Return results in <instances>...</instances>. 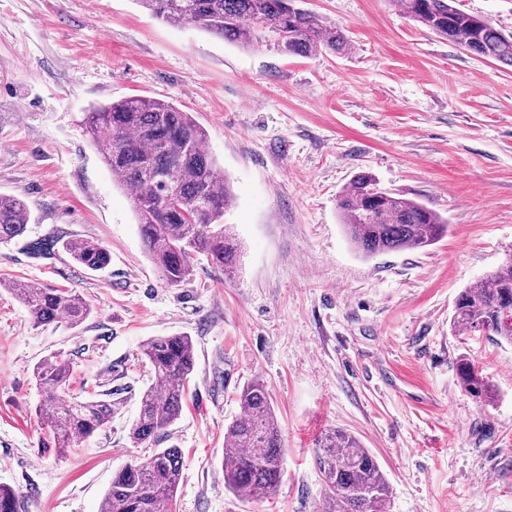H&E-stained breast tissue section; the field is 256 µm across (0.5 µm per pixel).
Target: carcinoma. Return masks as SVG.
<instances>
[{
	"label": "carcinoma",
	"mask_w": 512,
	"mask_h": 512,
	"mask_svg": "<svg viewBox=\"0 0 512 512\" xmlns=\"http://www.w3.org/2000/svg\"><path fill=\"white\" fill-rule=\"evenodd\" d=\"M156 18L189 23L226 42L253 48L268 34L286 53L312 56L351 49L336 23L301 6V0H137ZM411 20L468 51L512 67V34L490 19L458 7V0H395ZM86 129L108 166L113 181L130 197L140 233L162 279L178 286L193 272L197 255L227 269L237 245L224 224L234 194L224 168L206 148V133L174 103L132 96L86 113ZM341 224L366 257L425 248L448 225L426 205L377 187L369 175L356 176L338 195ZM32 213L17 195H0V243L24 235ZM33 258L59 252L92 271L111 264L108 250L81 239L50 234L27 244ZM29 309L34 326L61 319L74 328L92 309L72 290L36 284L12 286ZM512 308V260L492 270L459 294L452 326L457 332L488 333L512 344V325L502 321ZM195 347L185 334L157 336L141 346L154 382L140 398L129 428L135 447L155 442L178 420L186 386L194 370ZM34 376L44 388L41 410L61 448L93 436L112 420V400L67 399L70 366L57 356L42 359ZM458 376L479 400L492 399L490 384L474 361L463 357ZM241 413L224 431V485L254 500L271 494L284 472L282 432L264 383L256 378L238 397ZM316 461L324 477L320 512H389L390 485L374 455L353 434L334 429L320 439ZM181 452L158 448L147 459L113 474L101 512H173L181 478ZM0 512H22L15 491L0 485Z\"/></svg>",
	"instance_id": "obj_1"
}]
</instances>
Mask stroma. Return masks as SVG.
Returning a JSON list of instances; mask_svg holds the SVG:
<instances>
[{"label": "stroma", "instance_id": "stroma-1", "mask_svg": "<svg viewBox=\"0 0 512 512\" xmlns=\"http://www.w3.org/2000/svg\"><path fill=\"white\" fill-rule=\"evenodd\" d=\"M343 27L344 54L244 49L156 20L135 0H0V194L32 210L0 243V484L26 512H100L113 473L151 456L128 430L149 382L140 347L186 334L196 365L179 419L174 512H316L321 436L353 433L392 489L390 512H512V344L454 332L459 293L512 258V67L413 22L395 0H306ZM175 103L207 133L235 195V266L197 256L167 285L125 192L85 128L90 105ZM366 173L448 221L419 250L359 254L336 200ZM55 232L98 243L110 266L29 257ZM73 288L79 327H34L7 286ZM60 355L80 399L111 394L106 428L56 448L33 370ZM473 359L497 392L459 381ZM271 396L285 468L261 500L224 485V428L252 379ZM458 376L462 386L480 401L490 402L492 389L474 361L463 356L458 365Z\"/></svg>", "mask_w": 512, "mask_h": 512}]
</instances>
